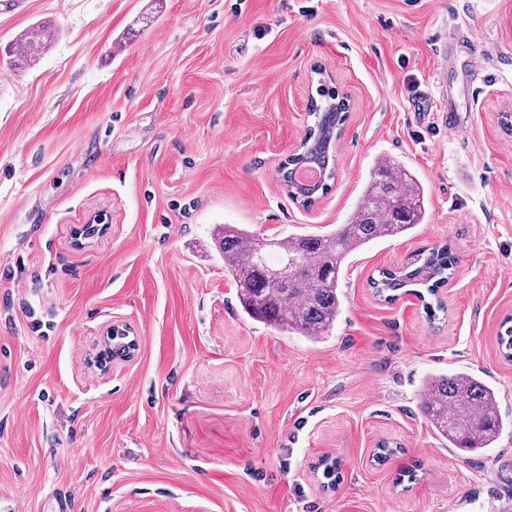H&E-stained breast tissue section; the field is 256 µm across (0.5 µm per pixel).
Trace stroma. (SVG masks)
<instances>
[{
  "instance_id": "obj_1",
  "label": "stroma",
  "mask_w": 512,
  "mask_h": 512,
  "mask_svg": "<svg viewBox=\"0 0 512 512\" xmlns=\"http://www.w3.org/2000/svg\"><path fill=\"white\" fill-rule=\"evenodd\" d=\"M41 22L59 35L34 65L0 66V512L63 494L75 512H512V0H26L0 12V51ZM322 79L350 109L305 206L278 164ZM384 157L428 221L350 257L330 335L244 315L217 228L334 229ZM436 245L456 258L446 312L375 296ZM115 322L132 360L104 359ZM456 372L511 424L486 454L420 413L423 381Z\"/></svg>"
}]
</instances>
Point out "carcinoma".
<instances>
[{
  "label": "carcinoma",
  "instance_id": "obj_1",
  "mask_svg": "<svg viewBox=\"0 0 512 512\" xmlns=\"http://www.w3.org/2000/svg\"><path fill=\"white\" fill-rule=\"evenodd\" d=\"M57 30L42 22L20 34L0 61L7 68L29 65ZM322 100L311 99L309 149L299 164H316L324 179L333 178L326 148L342 133L348 112L343 98L324 88ZM427 196L420 181L403 165L384 158L370 173L347 223L318 234H296L259 243L252 233L233 224L216 235L224 274L238 287L239 304L251 319L278 331L317 341L331 332L341 307L340 274L348 258L369 242L401 236L426 223ZM414 269H382L371 279L378 296L393 300L395 292L419 287L435 295L451 278L456 260L446 246L417 254ZM420 411L448 447L476 454L495 447L505 422L495 388L472 373L427 379Z\"/></svg>",
  "mask_w": 512,
  "mask_h": 512
}]
</instances>
